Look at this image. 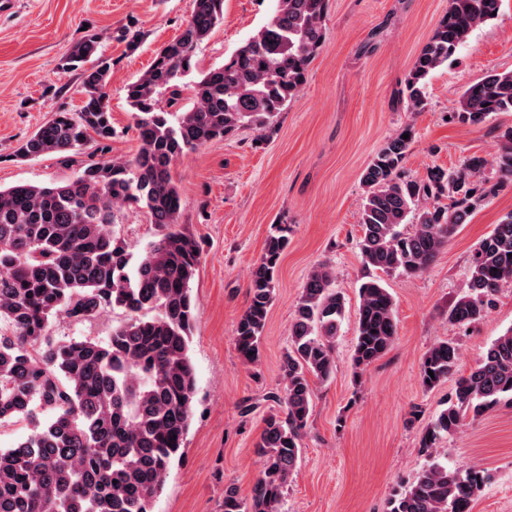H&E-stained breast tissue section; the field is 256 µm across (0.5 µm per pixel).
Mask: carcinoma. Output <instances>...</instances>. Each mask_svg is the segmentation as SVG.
<instances>
[{
    "instance_id": "carcinoma-1",
    "label": "carcinoma",
    "mask_w": 512,
    "mask_h": 512,
    "mask_svg": "<svg viewBox=\"0 0 512 512\" xmlns=\"http://www.w3.org/2000/svg\"><path fill=\"white\" fill-rule=\"evenodd\" d=\"M330 0H276L267 24L224 64L201 73L193 104L182 105L181 80L196 68V49L224 19V0H194L181 33L163 45L149 69L127 87L139 149L131 160H104L115 130L106 100L110 65L81 70L83 105L59 112L16 150L21 159L57 155L79 161L76 177L54 185L0 189V427L28 433L0 448V512H154L191 426L196 373L190 356L196 305L192 282L201 251L179 224L181 197L172 176L178 158L238 130L270 127L295 101L327 37ZM501 0H450L423 45L399 96L411 112L427 105V80L448 64L471 32L495 18ZM88 35L66 56L65 69L96 53ZM512 112V71L469 86L450 118L471 125ZM408 138H402V135ZM408 125L388 138L362 174L365 199L359 248L368 269L415 277L425 273L458 228L506 184H512V127L496 159L497 177L480 156L453 169L434 166L420 178L404 170L413 143ZM96 151L86 152L89 142ZM126 206L145 210L163 229L131 263L112 224ZM289 227L274 226L249 279V300L235 336L239 355L258 361ZM322 263L310 272L281 363L284 413L262 420L256 452L264 467L248 499L224 489L222 512H281L301 457L312 379L336 370L343 296ZM512 284V212L482 238L470 258L468 292L448 307V323L484 319L494 297ZM354 353L355 372L393 346L396 322L383 280L365 276ZM119 309L126 318L106 340L55 341L50 320L74 322ZM459 360L452 341L423 356L420 378L431 389L451 377ZM512 407V329L498 336L421 439L429 461L395 491L389 512H469L485 485L484 471L450 468L433 456L468 414Z\"/></svg>"
}]
</instances>
